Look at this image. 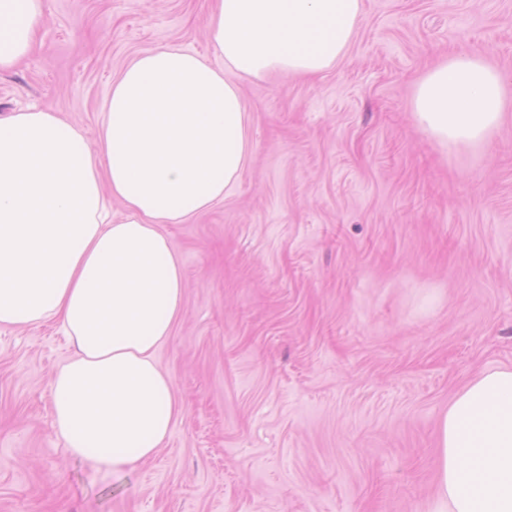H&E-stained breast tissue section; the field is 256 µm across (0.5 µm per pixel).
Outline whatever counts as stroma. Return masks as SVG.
<instances>
[{
  "label": "stroma",
  "instance_id": "35a3bbf8",
  "mask_svg": "<svg viewBox=\"0 0 512 512\" xmlns=\"http://www.w3.org/2000/svg\"><path fill=\"white\" fill-rule=\"evenodd\" d=\"M314 78L239 85L252 151L224 201L162 230L183 312L157 352L184 412L126 479L69 457L50 324L0 326V512H424L437 425L476 375L512 367V0H363ZM209 0H43L42 49L0 71V115L93 130L137 53L219 65ZM506 78L486 151H442L412 118L452 54Z\"/></svg>",
  "mask_w": 512,
  "mask_h": 512
}]
</instances>
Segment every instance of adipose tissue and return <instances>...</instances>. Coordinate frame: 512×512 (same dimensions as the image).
Instances as JSON below:
<instances>
[{
    "label": "adipose tissue",
    "mask_w": 512,
    "mask_h": 512,
    "mask_svg": "<svg viewBox=\"0 0 512 512\" xmlns=\"http://www.w3.org/2000/svg\"><path fill=\"white\" fill-rule=\"evenodd\" d=\"M363 0H214L215 68L171 46L113 81L96 138L57 113L0 116V326L57 324L75 353L50 380L70 456L124 478L183 409L155 354L183 311L166 224L224 200L250 154L249 114L226 72L311 76L341 60ZM42 0H0V70L30 49ZM504 76L459 54L417 84L412 115L441 148L482 147L500 126ZM124 213L114 217L111 201ZM425 512H512V368L481 373L442 413Z\"/></svg>",
    "instance_id": "adipose-tissue-1"
}]
</instances>
